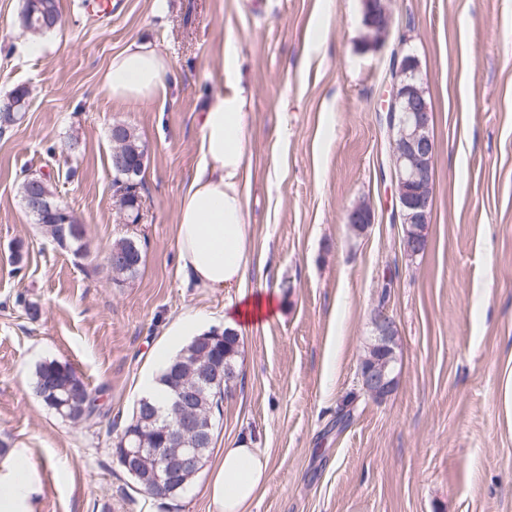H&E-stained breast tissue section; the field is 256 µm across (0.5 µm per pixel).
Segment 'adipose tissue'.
I'll return each mask as SVG.
<instances>
[{
    "instance_id": "adipose-tissue-1",
    "label": "adipose tissue",
    "mask_w": 512,
    "mask_h": 512,
    "mask_svg": "<svg viewBox=\"0 0 512 512\" xmlns=\"http://www.w3.org/2000/svg\"><path fill=\"white\" fill-rule=\"evenodd\" d=\"M168 62L152 44L131 43L118 52L107 68L104 86L117 99L146 100L164 86ZM225 90L207 101L200 116V162L181 199L176 219L179 268L187 282L214 291H238V302L224 323L233 330L266 324L275 316L280 296L265 290L248 295L243 288L250 263L249 231L244 217L246 190L241 181L245 165L248 124L247 97L241 85L235 48L224 52ZM201 322L184 318L155 348V370L141 380L143 396L165 402L157 381L189 337L200 335ZM268 456L251 440L225 449L214 474L211 498L218 512H248L263 485ZM31 480L20 477L18 457L0 462V512H31Z\"/></svg>"
}]
</instances>
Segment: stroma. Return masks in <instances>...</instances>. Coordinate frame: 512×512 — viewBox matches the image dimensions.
<instances>
[{
	"instance_id": "1",
	"label": "stroma",
	"mask_w": 512,
	"mask_h": 512,
	"mask_svg": "<svg viewBox=\"0 0 512 512\" xmlns=\"http://www.w3.org/2000/svg\"><path fill=\"white\" fill-rule=\"evenodd\" d=\"M59 3L61 28L35 38L18 26L22 0H0V97L29 90L23 119L0 134V440L24 451L32 512H217L208 484L245 437L270 457L249 512H512V0H389L390 33L374 50L362 0H118L100 13L97 0ZM35 39L43 49L28 54ZM141 41L170 64L164 88L112 98L103 73ZM229 45L248 91L246 290H289L278 316L240 334L238 376L190 491L159 500L135 489L112 448L168 327L223 329L237 301L188 286L175 240L199 114ZM400 48L433 106L429 244L416 256L392 221L379 121ZM116 123L148 157L134 227L145 258L120 284L105 266L127 230L112 197ZM74 139L75 173L53 187L85 228L84 259L43 235L19 192L24 175L56 168L50 147ZM361 200L374 222L357 234L345 215ZM381 309L398 326L397 388L377 403L357 374ZM52 359L99 391V418L73 424L36 398L35 370ZM351 396V423L333 431Z\"/></svg>"
}]
</instances>
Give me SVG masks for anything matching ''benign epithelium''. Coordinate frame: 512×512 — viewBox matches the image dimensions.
<instances>
[{"label": "benign epithelium", "mask_w": 512, "mask_h": 512, "mask_svg": "<svg viewBox=\"0 0 512 512\" xmlns=\"http://www.w3.org/2000/svg\"><path fill=\"white\" fill-rule=\"evenodd\" d=\"M363 23L366 32L363 42L374 49L389 35L391 13L388 0H363ZM390 92L383 104L385 125L389 136V165L394 183L396 218L405 231L416 236L415 247L424 251L428 242L427 229L433 205L436 151L432 135L433 112L426 98L424 78L417 58L398 49L391 65ZM27 211L41 216L46 211L65 213L66 206L41 192L37 187L26 197ZM370 204L360 201L346 215V223L355 232L364 231L373 223ZM373 333L379 338L398 335L394 319L384 313L376 314L372 321ZM364 380L371 399H376L389 388L387 367L372 366ZM224 386V367L211 364L199 371L193 385L178 382L172 387L169 407L176 423L166 437L165 448H149L143 440L135 448H124L117 455L122 466L137 475L138 465L145 455L156 459L149 491L161 499H176L186 491L184 477L196 476L203 467L204 450L209 447L211 426H201L196 419L193 402L196 390L203 387ZM193 438L199 446L183 447Z\"/></svg>", "instance_id": "7a95c632"}]
</instances>
